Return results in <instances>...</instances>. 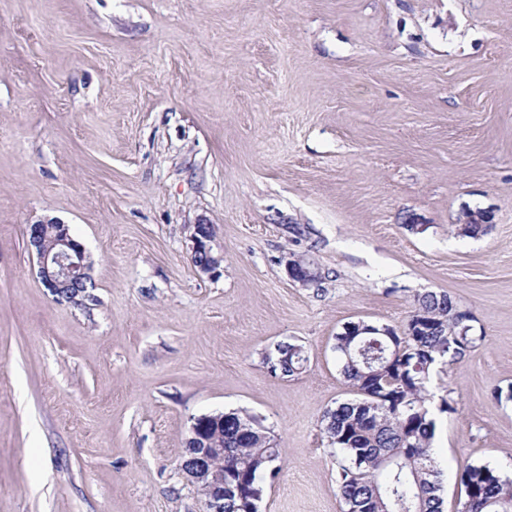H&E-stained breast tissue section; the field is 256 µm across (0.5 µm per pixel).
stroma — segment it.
Wrapping results in <instances>:
<instances>
[{
  "label": "stroma",
  "mask_w": 512,
  "mask_h": 512,
  "mask_svg": "<svg viewBox=\"0 0 512 512\" xmlns=\"http://www.w3.org/2000/svg\"><path fill=\"white\" fill-rule=\"evenodd\" d=\"M44 220L90 257L84 304L38 278ZM428 291L484 333L433 380L456 512L463 462L512 478V0H0V512H203L179 464L229 410L282 450L260 512H343L335 336ZM492 211L482 210L469 217H463L460 224H456L459 234L469 237L477 236L478 234H487L489 225L492 223ZM472 219L476 220L477 224H467ZM199 226L195 225L192 235L193 262L201 273L210 274L219 268L222 256L213 250V233L203 234ZM285 267L288 277L292 281L302 284H307L309 280L317 275L313 261L306 258H299L292 253L289 254Z\"/></svg>",
  "instance_id": "stroma-1"
}]
</instances>
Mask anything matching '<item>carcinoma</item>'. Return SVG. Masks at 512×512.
Segmentation results:
<instances>
[{
	"label": "carcinoma",
	"mask_w": 512,
	"mask_h": 512,
	"mask_svg": "<svg viewBox=\"0 0 512 512\" xmlns=\"http://www.w3.org/2000/svg\"><path fill=\"white\" fill-rule=\"evenodd\" d=\"M446 292L414 297L402 330L349 322L335 337L340 374L355 397L321 419L338 464L344 512H444V487L432 448L435 419L428 383L483 340ZM281 449L254 417L224 413V512H253L266 479L280 471ZM457 512H512V479L486 463L458 473Z\"/></svg>",
	"instance_id": "1"
}]
</instances>
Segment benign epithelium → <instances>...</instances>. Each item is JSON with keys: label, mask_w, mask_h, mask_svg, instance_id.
<instances>
[{"label": "benign epithelium", "mask_w": 512, "mask_h": 512, "mask_svg": "<svg viewBox=\"0 0 512 512\" xmlns=\"http://www.w3.org/2000/svg\"><path fill=\"white\" fill-rule=\"evenodd\" d=\"M193 262L204 274L216 271L222 256L212 247L213 234H203L194 228ZM27 245L35 252L38 262V278L51 294L66 289L73 295V302L80 303L86 297L90 278V258L83 245L69 232L67 225L55 223V233L47 237L43 224H31L27 228ZM288 277L305 284L316 276L314 262L289 254L285 263ZM224 428V416L203 415L194 419L188 443L194 453L181 470L189 482L207 490L205 512H224V468L214 465V460L224 459V448H215L219 430Z\"/></svg>", "instance_id": "benign-epithelium-1"}]
</instances>
